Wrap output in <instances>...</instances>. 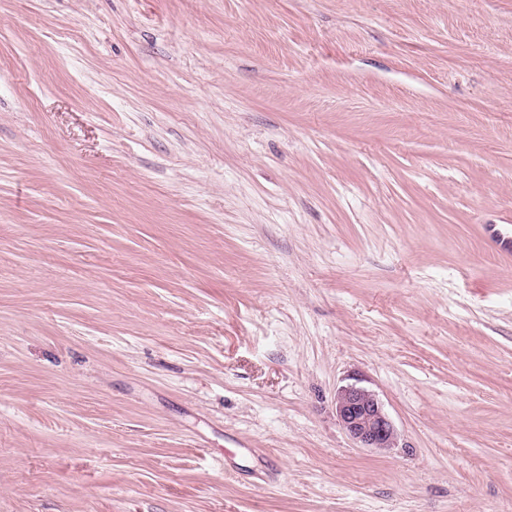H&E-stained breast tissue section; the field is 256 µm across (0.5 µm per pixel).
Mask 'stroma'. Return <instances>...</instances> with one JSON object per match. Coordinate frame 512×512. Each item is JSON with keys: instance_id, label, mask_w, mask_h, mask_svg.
<instances>
[{"instance_id": "stroma-1", "label": "stroma", "mask_w": 512, "mask_h": 512, "mask_svg": "<svg viewBox=\"0 0 512 512\" xmlns=\"http://www.w3.org/2000/svg\"><path fill=\"white\" fill-rule=\"evenodd\" d=\"M492 224L512 0H0V512H512ZM336 416L349 438L360 448L386 449L397 445V430L378 394L355 381L336 392Z\"/></svg>"}]
</instances>
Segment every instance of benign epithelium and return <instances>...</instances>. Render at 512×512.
<instances>
[{"label": "benign epithelium", "instance_id": "1", "mask_svg": "<svg viewBox=\"0 0 512 512\" xmlns=\"http://www.w3.org/2000/svg\"><path fill=\"white\" fill-rule=\"evenodd\" d=\"M335 410L339 424L357 447H396L397 430L371 388L359 381L341 386L336 392Z\"/></svg>", "mask_w": 512, "mask_h": 512}]
</instances>
